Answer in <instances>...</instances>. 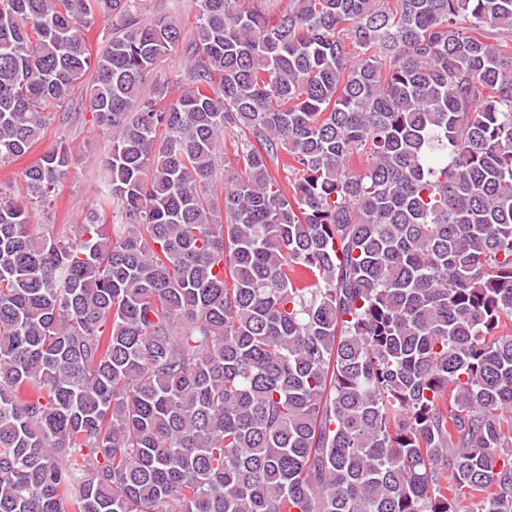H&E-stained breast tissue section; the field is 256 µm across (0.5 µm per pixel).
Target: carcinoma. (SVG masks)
<instances>
[{
	"mask_svg": "<svg viewBox=\"0 0 512 512\" xmlns=\"http://www.w3.org/2000/svg\"><path fill=\"white\" fill-rule=\"evenodd\" d=\"M198 2L0 0V512H512V0ZM154 13L169 14L180 18L187 23L186 29L192 26L194 16L197 14L199 3L197 0H148ZM66 112H71V120L67 124L60 125L56 120L42 132L40 140L27 156L4 166L0 165V189H10L18 194L22 187L21 172L59 141L66 140L69 143L75 157L71 169L57 190L55 204L45 209L34 207L33 219L36 224H53L54 232L62 224H76L80 215L95 204L101 181L98 162L109 145L108 136L90 122L91 113L82 106L79 95Z\"/></svg>",
	"mask_w": 512,
	"mask_h": 512,
	"instance_id": "cac0c4a2",
	"label": "carcinoma"
}]
</instances>
